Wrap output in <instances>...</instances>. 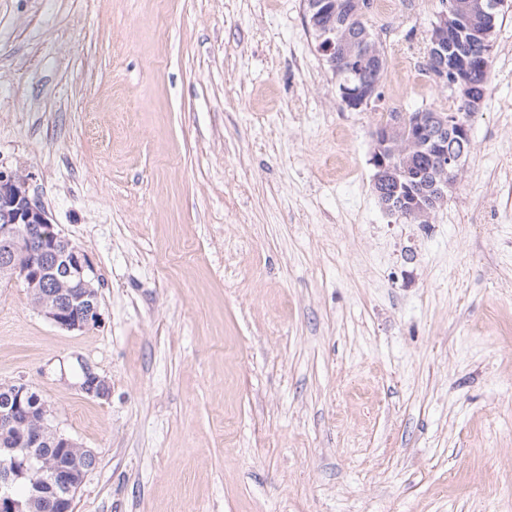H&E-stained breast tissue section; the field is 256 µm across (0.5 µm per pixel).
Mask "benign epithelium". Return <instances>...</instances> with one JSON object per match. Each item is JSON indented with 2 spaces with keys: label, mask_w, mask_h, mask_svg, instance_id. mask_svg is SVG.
Listing matches in <instances>:
<instances>
[{
  "label": "benign epithelium",
  "mask_w": 512,
  "mask_h": 512,
  "mask_svg": "<svg viewBox=\"0 0 512 512\" xmlns=\"http://www.w3.org/2000/svg\"><path fill=\"white\" fill-rule=\"evenodd\" d=\"M471 10L469 0H452L450 14L464 16ZM448 14V15H450ZM448 15L437 16L434 24L433 49L442 61L431 72L435 83L447 79L444 58L453 50L448 39ZM371 96L363 89L343 88L341 102L348 108L359 109L370 104ZM400 126L411 133V139H421L437 158L438 168L448 170L451 177L460 173L462 155L448 148V132L466 142L471 141V128L454 112H387L376 123L375 141L388 137L392 128ZM373 165L375 182L387 186L394 173V163L375 146ZM448 183L432 186L426 207L412 202L407 215L418 220L432 219L436 203L446 199ZM23 280L26 288L38 289L33 307L55 326L67 331H81L99 321L98 292L93 288L95 273L85 255L72 242L54 231L47 211L29 193V178L15 170L0 169V281ZM81 389L89 396L108 394L105 381L90 369L83 371ZM4 403L0 405V431L16 432L29 447L20 465L0 471V512H21L13 489L19 480L30 482L32 493L46 490L61 504L63 512H71L75 496L85 472L94 468L96 455L62 433L51 420V411L37 392L25 383L5 387ZM52 431L55 443L62 448H77L78 455L68 469H62L51 459L33 451L43 433Z\"/></svg>",
  "instance_id": "1"
}]
</instances>
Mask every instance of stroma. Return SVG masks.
I'll return each instance as SVG.
<instances>
[{"label": "stroma", "instance_id": "obj_1", "mask_svg": "<svg viewBox=\"0 0 512 512\" xmlns=\"http://www.w3.org/2000/svg\"><path fill=\"white\" fill-rule=\"evenodd\" d=\"M404 3L358 112L305 0H0V166L98 277L81 331L0 284V384L97 457L74 512H512V9L425 225L372 188L379 113L447 96Z\"/></svg>", "mask_w": 512, "mask_h": 512}]
</instances>
